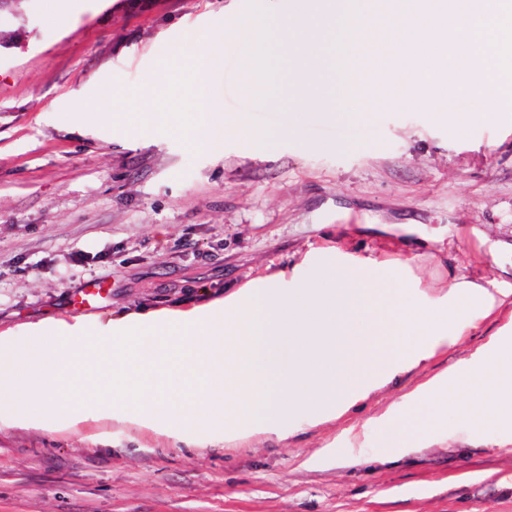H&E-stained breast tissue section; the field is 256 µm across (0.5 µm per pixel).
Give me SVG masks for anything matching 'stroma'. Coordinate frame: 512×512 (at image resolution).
Wrapping results in <instances>:
<instances>
[{
	"instance_id": "35a3bbf8",
	"label": "stroma",
	"mask_w": 512,
	"mask_h": 512,
	"mask_svg": "<svg viewBox=\"0 0 512 512\" xmlns=\"http://www.w3.org/2000/svg\"><path fill=\"white\" fill-rule=\"evenodd\" d=\"M0 0V333L100 326L122 312L189 309L250 280L291 271L310 249L346 240L362 256H411L424 287L461 279L512 291V104L456 134L426 97L381 108L369 137L314 122L269 148L225 129L212 150L167 130L120 129L103 88L136 87L189 32L249 0ZM224 112L282 127L236 89ZM110 282L99 310L66 298ZM512 313L477 320L438 359L285 442L228 448L210 431L176 441L114 415L77 428H21L0 414V512H512V430L475 437L449 422L436 442L347 445L344 432L419 383L493 346Z\"/></svg>"
}]
</instances>
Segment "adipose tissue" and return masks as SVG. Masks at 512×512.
Returning a JSON list of instances; mask_svg holds the SVG:
<instances>
[{"label":"adipose tissue","instance_id":"1","mask_svg":"<svg viewBox=\"0 0 512 512\" xmlns=\"http://www.w3.org/2000/svg\"><path fill=\"white\" fill-rule=\"evenodd\" d=\"M502 304L466 280L429 294L406 259L314 248L303 269L252 279L204 311L123 313L95 335L42 322L21 347L0 336V406L22 427L118 408L177 441L205 426L228 448L282 442L296 418L314 428L346 415ZM450 418L472 434L512 425V343L417 385L354 437L403 448Z\"/></svg>","mask_w":512,"mask_h":512}]
</instances>
